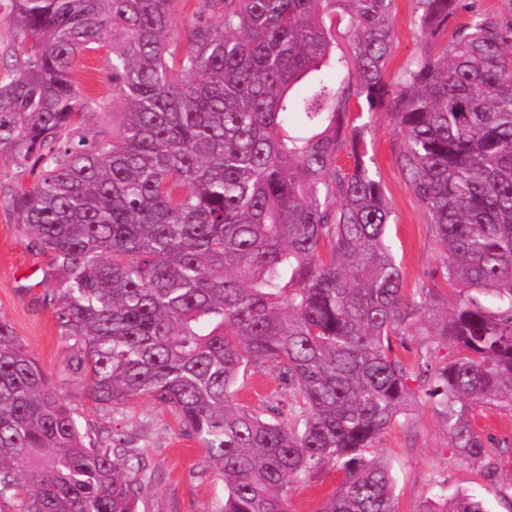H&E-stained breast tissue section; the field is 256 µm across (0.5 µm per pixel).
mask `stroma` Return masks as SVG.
Wrapping results in <instances>:
<instances>
[{
	"label": "stroma",
	"mask_w": 512,
	"mask_h": 512,
	"mask_svg": "<svg viewBox=\"0 0 512 512\" xmlns=\"http://www.w3.org/2000/svg\"><path fill=\"white\" fill-rule=\"evenodd\" d=\"M392 28L387 66L391 79L409 62L436 52L420 35L412 0H394ZM108 56V48L100 47L84 52L77 63L80 92L106 104L105 109L90 110L78 128L79 134L90 138H119L128 110L127 100L109 78ZM359 121L392 212L389 236L404 286L430 288L434 296L431 319L441 323L456 295L444 278L430 218L396 160L403 140L394 116L384 106L362 112ZM34 181L29 170L0 163V318L12 325L49 374L59 397L75 410L84 432L101 442L113 430L127 432L133 447L150 455L159 479L145 501V512H218L224 502V483L204 470L201 448L181 434L170 410L148 397L134 399L116 411L97 404L81 373L69 367V349L61 337L56 307L45 299L54 286L48 276V259L24 237L7 204L11 190ZM374 451L392 468L397 512H419L426 498L443 489L451 493L459 488L480 500L486 512H512L505 501L512 494V455L496 456V470L490 477L462 463L449 444L433 398L424 390H417L409 417L398 418L388 427L375 442ZM338 483L332 466L313 471L305 482L294 485L288 500L290 512H313Z\"/></svg>",
	"instance_id": "obj_1"
}]
</instances>
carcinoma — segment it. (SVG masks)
Returning <instances> with one entry per match:
<instances>
[{
  "label": "carcinoma",
  "mask_w": 512,
  "mask_h": 512,
  "mask_svg": "<svg viewBox=\"0 0 512 512\" xmlns=\"http://www.w3.org/2000/svg\"><path fill=\"white\" fill-rule=\"evenodd\" d=\"M8 0L21 56L0 69V161L37 172L11 195L48 256L70 364L118 409L149 397L224 480L219 512H288L332 465L315 512H395L373 445L426 388L459 459L495 468L474 411L512 416V0H413L439 47L386 80L393 0ZM467 20L448 31L460 14ZM344 24L352 60L336 55ZM110 40L130 100L119 140L75 135L103 103L73 73ZM352 73L344 75V69ZM390 104L399 154L459 298L429 351L431 289L409 293L391 210L350 105ZM417 334L410 362L394 341ZM270 366L256 410L240 380ZM155 474L124 435L97 446L0 319V512H139ZM419 512H484L463 490ZM339 478L329 464L313 471L303 483L292 488L288 500L289 512H312L325 495L336 489Z\"/></svg>",
  "instance_id": "obj_1"
}]
</instances>
